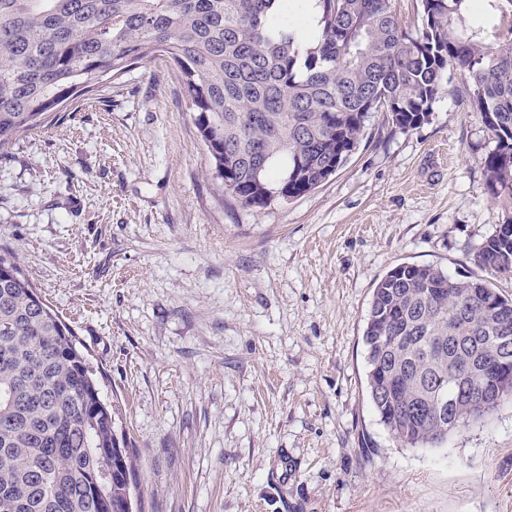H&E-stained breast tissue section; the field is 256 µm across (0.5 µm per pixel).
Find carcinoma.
<instances>
[{
  "instance_id": "cac0c4a2",
  "label": "carcinoma",
  "mask_w": 512,
  "mask_h": 512,
  "mask_svg": "<svg viewBox=\"0 0 512 512\" xmlns=\"http://www.w3.org/2000/svg\"><path fill=\"white\" fill-rule=\"evenodd\" d=\"M0 0V150L60 120L63 104L156 53L179 69L211 174L244 207L317 189L383 112L410 130L428 120L457 71L496 139L486 187L512 225V27L486 41L465 24L472 0H419L421 25L392 0ZM475 262L512 276V233H493ZM12 253H0V512H126L135 487L119 413L73 330ZM512 345V300L479 278L403 263L374 289L364 343L372 404L393 438L435 447L512 400L458 413L455 367L470 349Z\"/></svg>"
}]
</instances>
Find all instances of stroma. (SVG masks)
Returning <instances> with one entry per match:
<instances>
[{
	"instance_id": "obj_1",
	"label": "stroma",
	"mask_w": 512,
	"mask_h": 512,
	"mask_svg": "<svg viewBox=\"0 0 512 512\" xmlns=\"http://www.w3.org/2000/svg\"><path fill=\"white\" fill-rule=\"evenodd\" d=\"M495 141L452 71L423 124L375 113L317 190L225 201L175 64L157 56L0 151V251L102 373L141 512H512V401L401 446L367 389L373 291L474 262L503 223Z\"/></svg>"
}]
</instances>
